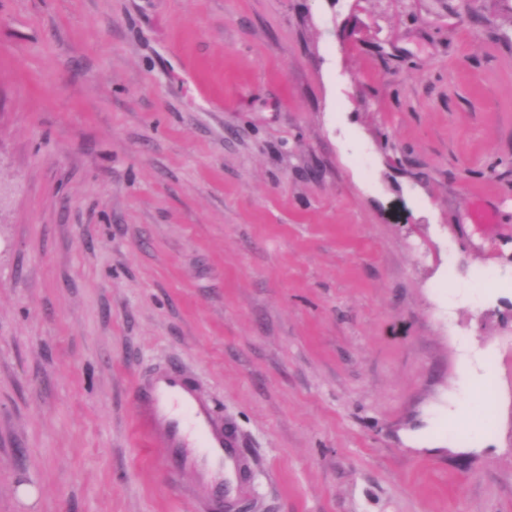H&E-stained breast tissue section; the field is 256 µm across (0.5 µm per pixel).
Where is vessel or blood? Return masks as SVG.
<instances>
[{
  "instance_id": "b4317fda",
  "label": "vessel or blood",
  "mask_w": 512,
  "mask_h": 512,
  "mask_svg": "<svg viewBox=\"0 0 512 512\" xmlns=\"http://www.w3.org/2000/svg\"><path fill=\"white\" fill-rule=\"evenodd\" d=\"M135 401L142 428L163 451L166 473L189 476L211 512H237L252 460L212 399L180 366L169 365L138 382Z\"/></svg>"
}]
</instances>
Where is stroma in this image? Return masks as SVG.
I'll return each mask as SVG.
<instances>
[{
    "mask_svg": "<svg viewBox=\"0 0 512 512\" xmlns=\"http://www.w3.org/2000/svg\"><path fill=\"white\" fill-rule=\"evenodd\" d=\"M170 363L240 512H512V0H0V512H203ZM140 425L163 451L165 471L187 475L211 512H236L247 489L252 459L238 430L224 420L178 365L159 368L135 391Z\"/></svg>",
    "mask_w": 512,
    "mask_h": 512,
    "instance_id": "obj_1",
    "label": "stroma"
}]
</instances>
